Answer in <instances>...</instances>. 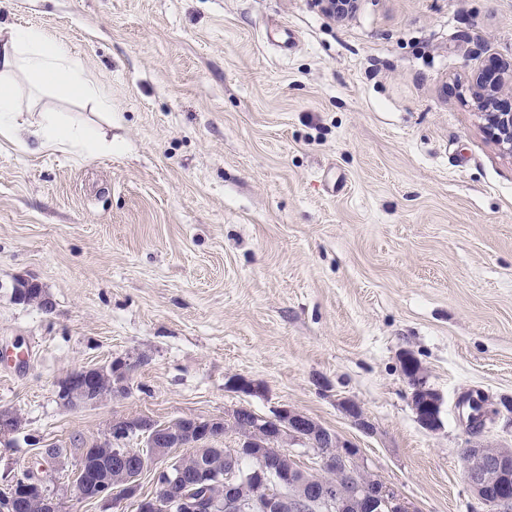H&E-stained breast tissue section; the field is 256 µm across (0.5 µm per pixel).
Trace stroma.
I'll return each instance as SVG.
<instances>
[{"instance_id": "1", "label": "stroma", "mask_w": 512, "mask_h": 512, "mask_svg": "<svg viewBox=\"0 0 512 512\" xmlns=\"http://www.w3.org/2000/svg\"><path fill=\"white\" fill-rule=\"evenodd\" d=\"M17 26L99 78L111 115L49 91L39 107L112 150L0 137V413L25 418L0 492L33 469L62 512H136L151 474L110 511L73 492L113 420L286 405L418 512H491L466 487L459 401L512 400V155L466 77L512 61V0H356L342 19L316 0H0ZM407 354L443 399L438 432L415 419ZM116 357L128 395L61 403L60 376Z\"/></svg>"}]
</instances>
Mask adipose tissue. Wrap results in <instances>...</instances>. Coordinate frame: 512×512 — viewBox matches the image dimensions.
<instances>
[{
	"mask_svg": "<svg viewBox=\"0 0 512 512\" xmlns=\"http://www.w3.org/2000/svg\"><path fill=\"white\" fill-rule=\"evenodd\" d=\"M25 75L33 88H49L65 100L87 101L103 111L112 103L103 85L92 76L82 59L49 40L40 30L16 27L0 35V137L16 141L23 109L34 108L36 100H23L17 75ZM45 149L71 147L93 155L111 150L90 126L59 112H40L29 129Z\"/></svg>",
	"mask_w": 512,
	"mask_h": 512,
	"instance_id": "1",
	"label": "adipose tissue"
}]
</instances>
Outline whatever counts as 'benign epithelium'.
<instances>
[{
    "label": "benign epithelium",
    "instance_id": "7a95c632",
    "mask_svg": "<svg viewBox=\"0 0 512 512\" xmlns=\"http://www.w3.org/2000/svg\"><path fill=\"white\" fill-rule=\"evenodd\" d=\"M469 87L485 129L502 151L511 154L512 64L496 72H473ZM129 368L125 358L116 357L104 366L70 371L56 382L57 396L69 407L96 403L109 395L110 383L128 386ZM409 383L417 422L428 432L438 431L442 425V397L427 386L419 372L409 377ZM228 386L242 393L259 391L257 384L240 375L231 377ZM341 407L356 428L366 433L372 431L356 402L344 400ZM497 414L496 409L478 415L471 412L468 418L472 423L466 429L471 435L480 434L484 421ZM232 421L238 440L233 447L224 449V481L219 494L209 490L211 466L205 464L204 457L210 438L226 422L180 418L158 423L142 417L112 422L109 435L98 441L100 446L110 449L107 467L111 479L88 487L89 462L83 459L73 482L74 492L81 500L115 507L122 498L136 493L146 472L162 489L174 481L169 459L185 448L179 473L189 467L198 475L191 490L193 496L185 495L180 501L188 512H315L319 508L324 512H418L401 493L369 470L362 461L360 448L296 408L280 406L273 409L272 415L261 416L240 406L232 412ZM22 429L20 416L0 413V439ZM132 435L144 440L145 447L134 451L116 447L121 437ZM296 443L319 456L322 466L336 474V490H330L316 472L304 471L297 465L293 453L288 451V445ZM245 457L252 461L248 470L241 466ZM492 478L505 487L512 482V449L487 442L470 444L464 463V479L470 494L485 505L512 504L509 496L488 499L486 488ZM33 485L28 477L16 474L10 479V495L0 500L9 503Z\"/></svg>",
    "mask_w": 512,
    "mask_h": 512
}]
</instances>
